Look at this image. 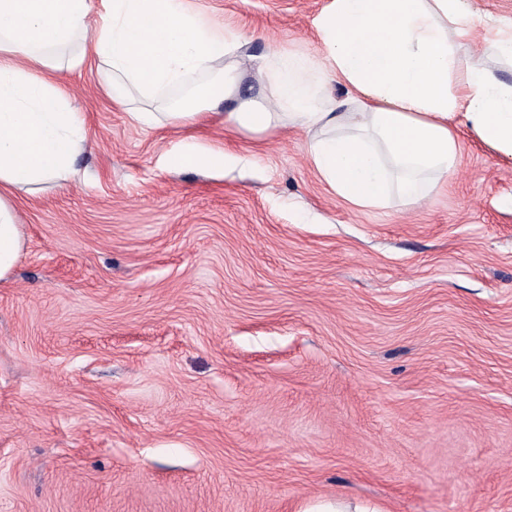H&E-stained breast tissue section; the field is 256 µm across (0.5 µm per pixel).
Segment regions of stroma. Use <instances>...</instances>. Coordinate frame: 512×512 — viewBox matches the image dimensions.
I'll use <instances>...</instances> for the list:
<instances>
[{"mask_svg":"<svg viewBox=\"0 0 512 512\" xmlns=\"http://www.w3.org/2000/svg\"><path fill=\"white\" fill-rule=\"evenodd\" d=\"M329 0H197L249 51L316 49ZM465 38L512 0H463ZM72 178L20 194L0 286V512H512V160L460 127L415 208L358 209L306 135L143 128L96 67ZM224 147L236 166L171 169ZM168 166L173 168L223 165L224 167L237 161V157L224 149L207 146H194L168 152L165 156ZM301 512H384V510L370 505H352L345 500L316 499Z\"/></svg>","mask_w":512,"mask_h":512,"instance_id":"stroma-1","label":"stroma"}]
</instances>
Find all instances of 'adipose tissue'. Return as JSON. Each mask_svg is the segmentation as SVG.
Masks as SVG:
<instances>
[{
  "instance_id": "adipose-tissue-1",
  "label": "adipose tissue",
  "mask_w": 512,
  "mask_h": 512,
  "mask_svg": "<svg viewBox=\"0 0 512 512\" xmlns=\"http://www.w3.org/2000/svg\"><path fill=\"white\" fill-rule=\"evenodd\" d=\"M471 25L462 0H330L314 20L318 51L258 57L193 0H0V285L26 247L17 197L67 182L87 139L46 70L93 60L113 103L143 127L217 116L242 133L300 128L338 197L360 209L413 208L457 167L455 115L512 160V85L467 57ZM250 69L271 105L241 96ZM332 79L345 98L327 93Z\"/></svg>"
}]
</instances>
